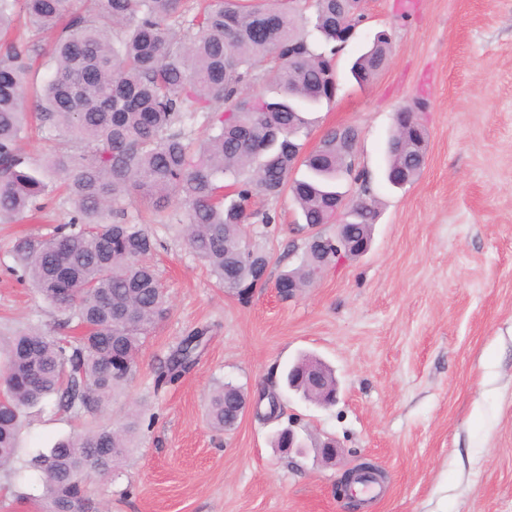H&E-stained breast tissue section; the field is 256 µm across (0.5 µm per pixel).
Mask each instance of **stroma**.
<instances>
[{
	"instance_id": "obj_1",
	"label": "stroma",
	"mask_w": 512,
	"mask_h": 512,
	"mask_svg": "<svg viewBox=\"0 0 512 512\" xmlns=\"http://www.w3.org/2000/svg\"><path fill=\"white\" fill-rule=\"evenodd\" d=\"M366 21L336 56L335 98L311 113L312 149L331 127L360 131L355 161L379 218L363 256L325 270L282 299L307 231L291 193L255 198L274 216L248 229L270 258L267 280L246 297L225 293L177 227L152 225L167 316L139 352L130 383L93 422L121 426L130 406L142 425L125 461L90 474L102 512H350L335 492L347 469L371 462L383 488L361 512H512V0H364ZM389 60L370 82L352 61L378 32ZM420 104L425 164L401 188L383 178L392 116ZM69 204L46 200L40 223L0 224V345L31 324L70 335L11 271L12 240L47 233ZM205 329L196 363L172 385L155 378L181 340ZM311 355L340 384L324 407L285 392L284 367ZM230 382L252 404L236 428L213 429L206 405ZM54 402L31 409L19 457L86 428ZM291 426L332 438V461L272 445ZM38 475L0 470V512H38Z\"/></svg>"
}]
</instances>
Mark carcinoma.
Masks as SVG:
<instances>
[{
    "label": "carcinoma",
    "mask_w": 512,
    "mask_h": 512,
    "mask_svg": "<svg viewBox=\"0 0 512 512\" xmlns=\"http://www.w3.org/2000/svg\"><path fill=\"white\" fill-rule=\"evenodd\" d=\"M70 0H0V37L22 19L36 31L69 22L50 51L53 73L34 83L32 50L15 41L0 52V223L33 218L54 193L46 170L67 176L65 224L14 240L13 273L30 284L80 335L73 341L37 328L15 334L0 351V467L16 458L25 411L56 398L65 412L95 416L135 372L136 356L167 314V296L148 258L157 239L120 205L137 194L157 224H178L184 240L224 291L248 294L268 258L245 245L254 197L291 192L307 224H325L340 181L358 185L346 224L370 236L377 218L365 172L336 131L325 151L297 158L307 136L305 112L332 99L336 25L352 16L351 0H311L300 24L297 0H95L86 15L70 16ZM389 38L377 39L352 66L355 77L378 74ZM262 80L277 90L244 94ZM34 112H29V106ZM35 118L49 140L72 144L71 161L32 166L20 148ZM205 128L199 144L185 128ZM416 110L396 112L386 174L407 180L420 171ZM295 151H288V140ZM304 168L300 178L296 168ZM177 198L184 210L168 209ZM336 260L303 251L282 274L307 287L315 271ZM206 332L196 330L168 357L156 385L176 381L194 363ZM241 387L221 384L210 396L213 428L236 427ZM131 415L114 428H87L56 440L30 460L44 486L41 512H72L88 496L90 464L110 474L130 448Z\"/></svg>",
    "instance_id": "1"
}]
</instances>
